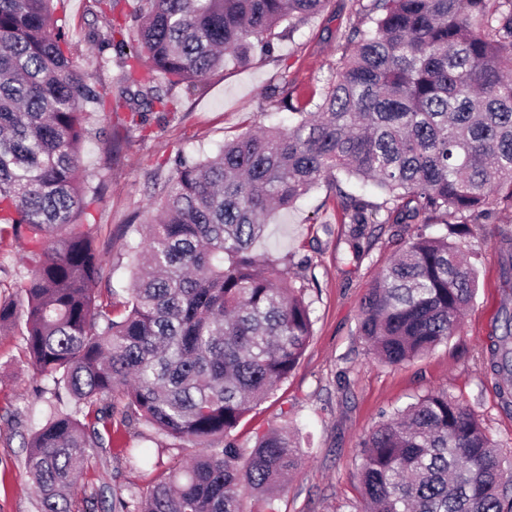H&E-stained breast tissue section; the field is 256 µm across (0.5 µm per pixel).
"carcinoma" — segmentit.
Returning a JSON list of instances; mask_svg holds the SVG:
<instances>
[{
  "instance_id": "carcinoma-1",
  "label": "carcinoma",
  "mask_w": 512,
  "mask_h": 512,
  "mask_svg": "<svg viewBox=\"0 0 512 512\" xmlns=\"http://www.w3.org/2000/svg\"><path fill=\"white\" fill-rule=\"evenodd\" d=\"M58 2L0 0V224L40 245L23 303L0 301V326L22 308L34 376L56 389L24 459L37 508L72 512L89 450L117 424L201 452L144 490L98 488L86 502L243 512L250 491L274 512L273 493L300 462L299 430L262 433L245 459L232 432L294 370L312 319L306 288L253 246L274 209L324 181L350 225L352 261L372 243L370 224L408 237L361 307L357 331L375 354L397 365L458 334L477 276L455 237L474 234L493 204L512 206V0H357L372 26L351 25L319 100L286 79L270 88L292 127L179 164L159 222L134 247L119 311L96 288L102 264L82 229L98 195L79 164L86 105L126 113L112 125L117 146L148 113L177 111V86L271 52L330 0H93L102 26L88 39L119 69L102 91L53 22ZM338 173L372 183L382 201L347 193ZM440 221L444 235L410 233ZM499 328L489 368L511 406V310ZM360 484L365 512H512V467L470 406L441 391L365 440Z\"/></svg>"
}]
</instances>
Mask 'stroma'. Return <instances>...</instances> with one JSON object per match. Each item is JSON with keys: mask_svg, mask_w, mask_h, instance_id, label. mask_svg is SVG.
<instances>
[{"mask_svg": "<svg viewBox=\"0 0 512 512\" xmlns=\"http://www.w3.org/2000/svg\"><path fill=\"white\" fill-rule=\"evenodd\" d=\"M56 17L67 32L89 83L109 87L118 70L99 66L88 33L97 23L93 0H62ZM355 20L353 0H330L326 10L276 42L271 56L212 72L197 88L181 92L176 113H150L143 131L120 151L107 137L88 142L81 158L91 185L100 193L89 206L103 277L102 290L124 303L129 298L140 224L153 215L151 205L176 174L175 162L216 155L227 139L248 129H288L293 119L271 106L272 85L288 81L310 95L335 74L345 36ZM512 233V208L499 204L495 218L480 234L463 237L478 252V290L463 315L461 332L427 355L400 365L380 363L357 332L363 298L402 242L390 225L374 229L375 242L360 263H352L349 227L338 198L319 185L292 207L268 220L258 252L277 260L289 277L311 271L306 299L311 304L313 335L297 367L272 397L250 412L233 436L250 452L256 436L293 422L310 438L302 464L274 499L275 512H358L359 465L364 440L380 415L406 407L433 391L464 400L478 415L489 437L512 462V407L504 406L486 370L488 350L503 309L512 308V286L500 272L499 241ZM36 261L28 237L7 238L0 245V300L19 298L20 286ZM25 324L16 319L0 328V512H37L23 462L32 432L45 421L46 404L28 364ZM120 448L148 449L162 466L186 464L193 456L179 442L141 430L112 437L110 450H95L74 490L75 512H85L91 487L116 483L143 488L152 472L135 469L116 456Z\"/></svg>", "mask_w": 512, "mask_h": 512, "instance_id": "1", "label": "stroma"}]
</instances>
